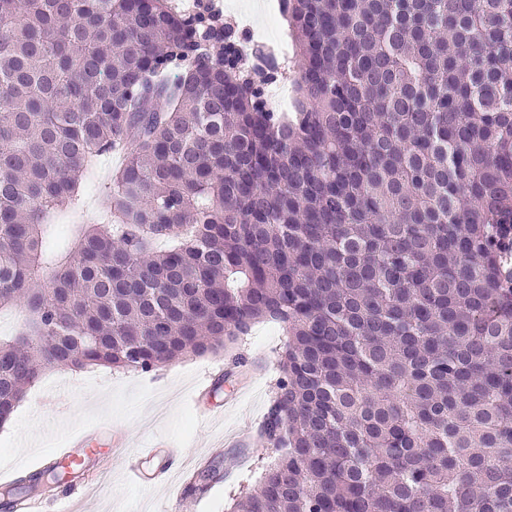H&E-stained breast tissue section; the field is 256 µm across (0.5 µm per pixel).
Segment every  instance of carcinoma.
Masks as SVG:
<instances>
[{
  "label": "carcinoma",
  "mask_w": 512,
  "mask_h": 512,
  "mask_svg": "<svg viewBox=\"0 0 512 512\" xmlns=\"http://www.w3.org/2000/svg\"><path fill=\"white\" fill-rule=\"evenodd\" d=\"M283 2L287 113L202 10L0 0V423L276 322L288 435L233 512H512V0Z\"/></svg>",
  "instance_id": "carcinoma-1"
}]
</instances>
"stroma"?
Segmentation results:
<instances>
[{"mask_svg": "<svg viewBox=\"0 0 512 512\" xmlns=\"http://www.w3.org/2000/svg\"><path fill=\"white\" fill-rule=\"evenodd\" d=\"M254 2L223 0L225 22L286 42L281 15L254 9ZM285 340L279 325L260 323L237 344L148 373L105 366L48 369L27 389L11 423L0 427V476L14 482L39 472L67 437L85 432L89 447L109 460L95 480V512H168L175 498L181 512H227L240 483H256L276 456L260 430L274 400ZM204 407L221 423L203 421ZM143 448L217 468L225 479L203 494L177 475L155 486L128 482L123 459Z\"/></svg>", "mask_w": 512, "mask_h": 512, "instance_id": "stroma-1", "label": "stroma"}]
</instances>
